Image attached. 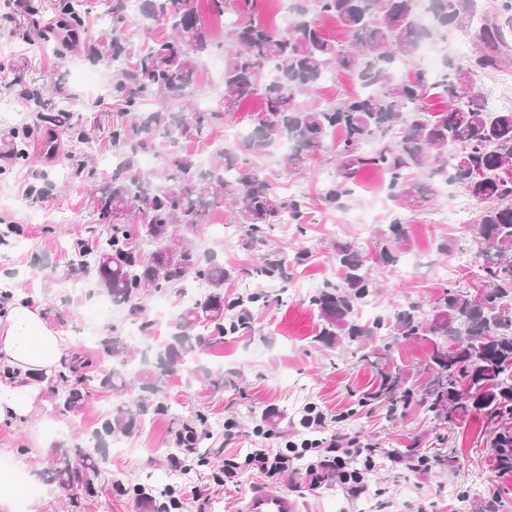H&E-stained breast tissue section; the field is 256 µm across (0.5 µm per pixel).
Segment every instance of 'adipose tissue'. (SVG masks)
<instances>
[{"label": "adipose tissue", "mask_w": 512, "mask_h": 512, "mask_svg": "<svg viewBox=\"0 0 512 512\" xmlns=\"http://www.w3.org/2000/svg\"><path fill=\"white\" fill-rule=\"evenodd\" d=\"M67 343L34 300H17L0 319V421L28 419L43 404Z\"/></svg>", "instance_id": "adipose-tissue-1"}]
</instances>
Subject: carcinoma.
Segmentation results:
<instances>
[{"mask_svg":"<svg viewBox=\"0 0 512 512\" xmlns=\"http://www.w3.org/2000/svg\"><path fill=\"white\" fill-rule=\"evenodd\" d=\"M109 29L102 28L90 46L92 62L124 66L113 70L112 100L116 119L106 138L120 162L99 188V223L89 228L91 242L71 246L68 276L79 282L94 273L97 293L116 306L127 305L141 317L144 331L153 321L143 316L142 299L194 279L197 291L173 320V332L152 363L144 351L120 336L99 342L111 357L112 371L92 378L66 360L55 375L54 410L61 416L82 408L89 384L121 392L128 386L127 369L139 367L142 397L112 407L91 434L95 451L64 443L55 445L41 472L42 479L73 501L98 493L97 478L109 460L112 440L131 434L150 414L164 409L158 401L168 380L188 357L253 330L248 295L224 299L227 272L217 254L201 256L188 232L206 223L210 206L234 187L232 203L239 216L241 244L252 250L262 244L265 226L288 218L301 224L304 201L280 196L251 159L266 155L278 138L294 147L289 167L317 154L325 138L341 135L336 179L322 190L320 201L336 208L352 194L358 173L372 168L384 173L391 200L399 207L427 202L438 184L464 190L475 205L473 224L479 264L474 284L448 286L432 303V314L420 316L412 304L362 324L359 308L380 292L367 257L351 245L336 247L342 269L339 285L310 296L320 327L313 341L333 346L347 339L364 343L385 334L397 345L416 339L431 343L428 362L417 384L407 385L400 369L382 353L374 355L378 385L360 400L385 401L400 417L418 409L450 426L481 416L490 434L489 467L512 475V109L496 111L483 101L479 73L503 63L502 48L512 33V0L480 6L475 0H428L431 27L417 21L415 0H295L291 19L271 29L255 17L224 28V94L222 109L189 108L200 55L214 46V37L199 10V0H139L143 18L166 29L147 46L124 37L126 0H109ZM82 0H62L59 15L71 26L82 24ZM478 18L471 36L479 53L462 61L445 60L441 75L422 73L397 77L395 67L416 55L425 39L444 37L461 14ZM324 18L336 20L349 34L340 43L321 31ZM349 72L360 90L327 104L314 98L323 76ZM441 96L443 108L433 111L428 100ZM263 102L253 131L237 149L219 155L220 162L203 171L189 155L170 152L155 173L139 170V153L154 147L160 131L171 143L201 133L208 119H221L246 99ZM179 112H174V109ZM70 114L41 105L36 124H50L78 143L89 139ZM415 173L419 178L412 180ZM130 209L138 220L118 213ZM398 218L380 236L378 259L395 261L391 247L404 240ZM287 260L263 256L259 272L284 279ZM467 512H499L500 495L463 497Z\"/></svg>","mask_w":512,"mask_h":512,"instance_id":"obj_1","label":"carcinoma"}]
</instances>
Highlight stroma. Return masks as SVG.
I'll use <instances>...</instances> for the list:
<instances>
[{
	"label": "stroma",
	"mask_w": 512,
	"mask_h": 512,
	"mask_svg": "<svg viewBox=\"0 0 512 512\" xmlns=\"http://www.w3.org/2000/svg\"><path fill=\"white\" fill-rule=\"evenodd\" d=\"M86 23L79 39L63 42L56 32L42 37L23 38L29 19L13 5H0V98L14 106L0 112V287L8 286L14 297L39 301L48 320L67 338L71 349L83 346L79 331L88 310L87 288L74 287L65 273L70 262L68 246L85 237L96 223L97 191L112 172L100 159L110 156L105 136L80 144V151L96 160L91 178L73 182L68 178L67 136H60L56 154L44 158L42 149L50 133L33 123L36 106L23 98L20 85L37 91L38 97L73 112L76 123L107 126L112 113L102 111L99 102L111 97L112 73L91 64L85 48L102 25L105 0H88ZM224 53L212 49L201 58L194 103H207L219 109L223 93ZM261 101L251 98L238 111L211 121L201 136L183 138L170 144L157 137L156 147L143 172L160 169L165 153L175 150L192 154L208 163L217 144L235 149L240 138L252 129L254 114ZM27 130L32 163L21 164L5 158L12 132ZM337 139L327 138L320 152L301 168H286L287 150L277 148L255 158L254 166L276 188L302 197L307 204L302 224H274L257 250L242 248L239 235H226V227L236 225V213L229 200L213 204L206 223L198 225L192 239L200 252L215 251L223 258L232 277L224 283L225 298L255 294L251 304L252 332L227 338L196 354L179 366L168 379L163 400L168 412L148 419L130 434V448L112 453V461L98 478L97 497L66 507L65 497L53 486L40 484L33 496L38 512H148L125 493H118L115 481L125 488L143 485L160 495L177 477L168 464L175 450V438L182 424L203 420L204 445L220 446L224 424H238L242 435L237 448H248L256 441L254 429H271V447H282L293 435V419L305 402H314L335 415L331 428L340 433L359 432L386 449L406 450L419 443L422 451L445 458L453 457L455 468L444 466L428 472L412 473L398 465L377 469L368 482L366 494L350 498L344 487L330 478L317 489L296 482L291 493L299 501L300 512H457L456 497L463 492H485L490 486L505 489L503 512H512V477H497L488 468L486 427L482 418H472L466 426L454 428L429 419L423 413L407 418L390 415L386 403L357 406L358 397L377 385L376 373L366 360L372 350L387 346L388 339L376 337L373 343L347 342L333 347L312 343L319 330L316 310L310 296L326 284L338 283L341 270L334 248L350 244L364 253L377 278L386 285L387 295L379 306L386 312L418 303L430 311L431 303L449 285L460 287L471 282L470 268H452L448 254L474 249L473 231L468 224L442 222L440 214L448 199L437 195L417 207L400 208L389 199L383 177L368 170L360 173L352 196L340 207L325 208L319 200L322 188L336 172ZM40 188V195H27V188ZM407 227L405 242L395 248L396 259L384 263L377 258V240L394 218ZM447 244V255H439L438 244ZM307 251L308 259L289 269L287 279L270 283L258 271V255L279 252L294 255ZM166 300L167 313L159 318L149 336L129 335L134 318L128 308L104 306L103 318L94 325V334H117L140 350L157 352L164 343L172 314L182 305L178 292L168 290L160 297H149L144 306L154 309L157 300ZM118 401L116 395L92 391L82 411L62 418L43 405L38 415L19 423L0 424V467L20 461L39 476L46 456L34 442V431L42 416H51L55 440L86 445L87 435L99 427L106 410Z\"/></svg>",
	"instance_id": "35a3bbf8"
}]
</instances>
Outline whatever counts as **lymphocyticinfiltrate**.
<instances>
[{"mask_svg": "<svg viewBox=\"0 0 512 512\" xmlns=\"http://www.w3.org/2000/svg\"><path fill=\"white\" fill-rule=\"evenodd\" d=\"M299 424L307 436L301 442H286L281 448H250L245 453L225 459L221 468L210 474L220 486L240 483L244 476L261 475L279 484L295 479L308 481L317 489L327 478L346 484L349 497H360L366 490L364 478L380 462L400 463L397 450L351 447L350 436L327 434V415L316 403H304L298 411Z\"/></svg>", "mask_w": 512, "mask_h": 512, "instance_id": "f902f5d3", "label": "lymphocytic infiltrate"}]
</instances>
